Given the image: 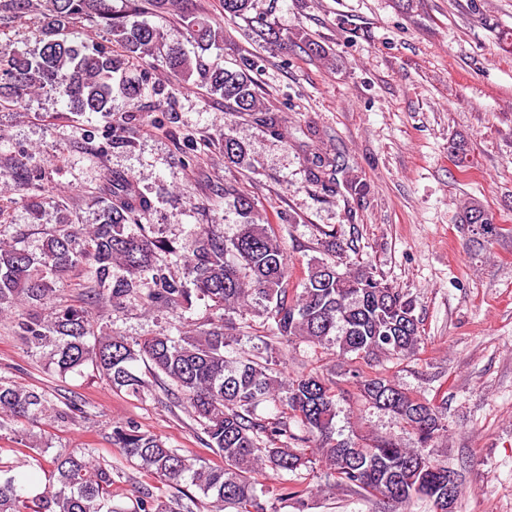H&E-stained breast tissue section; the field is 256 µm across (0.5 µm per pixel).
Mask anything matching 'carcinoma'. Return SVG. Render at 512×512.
Wrapping results in <instances>:
<instances>
[{
	"mask_svg": "<svg viewBox=\"0 0 512 512\" xmlns=\"http://www.w3.org/2000/svg\"><path fill=\"white\" fill-rule=\"evenodd\" d=\"M224 15L253 22L257 0H220ZM177 11L186 42L204 52L224 46V29L205 12L174 0H144L141 19L116 16L112 0H0V36L15 20L27 19L35 47L28 51L0 48V108L26 105L40 93H53L70 112L95 116L130 132L137 123L138 100L155 90L157 63L176 77L201 73L207 93L224 99V111L248 114L267 122V108L257 79V61L242 57L235 66L202 67L200 55L183 44L170 43L161 26L147 16ZM102 25L110 41L75 35L84 23ZM256 35L277 46L292 42L272 27ZM118 44L121 51L112 50ZM130 110L114 115L115 97ZM224 160L247 163V150L224 134ZM332 162L315 155L311 174L331 176ZM42 174L41 161L27 156L0 181L24 191ZM224 197L232 199L240 217L237 231L226 236L215 224H197L193 248L184 259L181 248L155 235L148 219L154 201L132 188L119 172L104 176L94 224H79L76 213L54 201L55 223L44 231L38 251L29 250L24 234L0 241V314L16 312L15 332L33 354L62 377L84 370L105 379L112 390L144 401L153 385L139 370L145 363L167 386L174 404L200 426L203 442L220 458L211 464L183 455L135 420L111 426L109 439L126 461L172 492L158 493L140 485L126 505L112 504V484L119 470L90 448L49 453L36 436L15 431L28 451L29 464L52 467L55 482L35 495L12 476L0 478V512H279L300 507L313 494L302 470L325 465L333 485L377 498L386 512H408L414 499L430 500L436 512L448 508V463L430 452L447 432V402L435 403L399 387L388 376L371 371L380 358L404 360L417 355L422 341L412 300L389 287L367 269L340 271L336 260L308 263L302 288L289 287L291 270L283 241L269 219L231 182ZM461 223L496 224L494 214L478 202L464 208ZM186 261V276L170 266ZM90 269L88 294L117 308L128 300L150 309L182 310L200 300L217 314L207 328L164 330L130 339L112 328L99 327L87 304H59L41 314L68 287L70 273ZM252 311L277 343L295 349L302 343L336 349L345 369L337 376L300 373L286 381L279 376L280 348L264 341L257 353L231 357L228 348L239 340L231 314ZM353 385L366 403L394 415L414 437L406 448L392 439H336L338 401L343 386ZM264 402L277 403L271 417L258 414ZM53 413L66 423L87 416L82 403L67 399L51 404L48 393L0 379L2 420L33 422ZM277 475L275 486H258L254 475L265 469ZM195 487L202 497L184 489Z\"/></svg>",
	"mask_w": 512,
	"mask_h": 512,
	"instance_id": "1",
	"label": "carcinoma"
}]
</instances>
